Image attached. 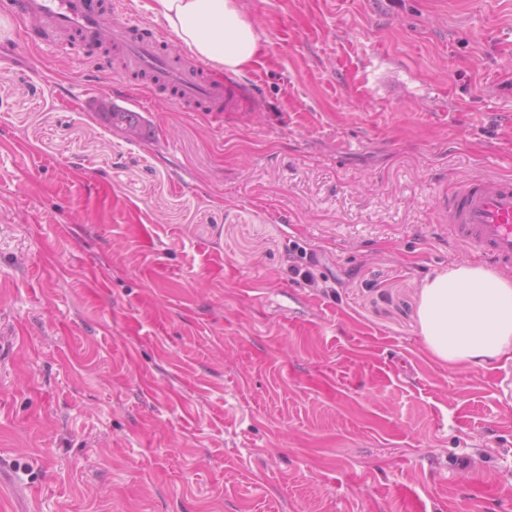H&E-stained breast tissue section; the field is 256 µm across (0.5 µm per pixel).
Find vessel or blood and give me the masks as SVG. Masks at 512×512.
<instances>
[{"mask_svg":"<svg viewBox=\"0 0 512 512\" xmlns=\"http://www.w3.org/2000/svg\"><path fill=\"white\" fill-rule=\"evenodd\" d=\"M34 19L44 45L78 50L97 62L99 31L109 27L112 50L122 70L149 80L142 94L154 98L163 88L185 112L239 116L257 111L260 101L235 74L205 76L202 63L192 62L162 29L137 32L125 18L123 0L103 9L100 0H0V13ZM448 236L505 274H512V178L479 175L458 182L442 201Z\"/></svg>","mask_w":512,"mask_h":512,"instance_id":"b4317fda","label":"vessel or blood"}]
</instances>
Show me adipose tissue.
I'll list each match as a JSON object with an SVG mask.
<instances>
[{"label":"adipose tissue","instance_id":"1","mask_svg":"<svg viewBox=\"0 0 512 512\" xmlns=\"http://www.w3.org/2000/svg\"><path fill=\"white\" fill-rule=\"evenodd\" d=\"M177 44L200 62L241 72L259 51L240 0H146ZM419 332L428 352L451 367L512 359V279L485 266L456 263L420 284Z\"/></svg>","mask_w":512,"mask_h":512}]
</instances>
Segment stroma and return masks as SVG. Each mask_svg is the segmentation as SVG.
<instances>
[{"label":"stroma","mask_w":512,"mask_h":512,"mask_svg":"<svg viewBox=\"0 0 512 512\" xmlns=\"http://www.w3.org/2000/svg\"><path fill=\"white\" fill-rule=\"evenodd\" d=\"M241 6L260 111L133 136L136 78L0 30V512H505L512 361L417 310L481 261L449 183L512 175V0ZM294 251L297 254L295 264L289 267V273L292 274L293 280H302L309 286L315 284L313 274L310 267L317 262V258L312 251L308 252L307 249L299 244L294 245Z\"/></svg>","instance_id":"35a3bbf8"}]
</instances>
